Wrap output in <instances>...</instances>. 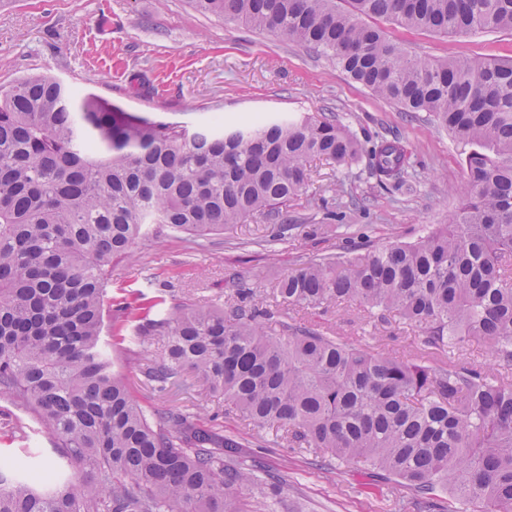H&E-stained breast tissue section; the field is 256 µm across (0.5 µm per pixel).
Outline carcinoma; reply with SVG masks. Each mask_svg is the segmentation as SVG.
I'll return each instance as SVG.
<instances>
[{
	"instance_id": "1",
	"label": "carcinoma",
	"mask_w": 512,
	"mask_h": 512,
	"mask_svg": "<svg viewBox=\"0 0 512 512\" xmlns=\"http://www.w3.org/2000/svg\"><path fill=\"white\" fill-rule=\"evenodd\" d=\"M226 22L300 43L404 112H426L470 146L449 223L412 241L299 258L274 289L284 309L354 305L418 329L429 365L278 319L251 292L221 309L159 300L102 340L112 262L156 224L205 239L283 216L303 162L363 151L336 116H255L195 130L131 112L48 76L0 86V396L34 412L72 466L47 477L0 460V512H251L224 462L240 444L179 409L148 412L112 372L137 323L165 350L144 370L164 389L188 374L259 430L318 465L351 462L392 483L399 512H512V57L425 60L366 22L464 37L512 31V0H191ZM381 183H404L406 147L368 151ZM483 340L500 370L464 357ZM448 500H440V494Z\"/></svg>"
}]
</instances>
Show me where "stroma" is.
<instances>
[{
	"label": "stroma",
	"instance_id": "1",
	"mask_svg": "<svg viewBox=\"0 0 512 512\" xmlns=\"http://www.w3.org/2000/svg\"><path fill=\"white\" fill-rule=\"evenodd\" d=\"M381 27L429 60L512 55L511 31L450 37L407 34L387 21ZM32 74L63 79L130 111L188 126L216 112L229 122L253 112H331L364 145L398 138L414 161L412 185L398 187L381 185L364 154L346 166L308 159V181L288 204L294 229L282 241H269V223L259 216L199 241L150 229L134 246L135 261L112 264L105 305L113 311L138 307L146 296L164 299L169 307L221 305L239 288L253 289L254 302L270 307L278 278L299 256L339 249L336 237L309 234V225L339 214L352 234L367 233L373 246L382 247L416 240L432 225L448 223L462 201L467 149L428 113L400 111L332 61L285 38L202 15L188 0H0V86ZM294 317L356 344L422 356L433 365L442 361L425 353L417 330L395 318L381 322L335 304L299 310ZM163 347L159 337L143 345L128 336L113 352L115 373L146 410L207 405V425L238 442L228 460L266 483L270 512H390L379 497L380 481L352 464L336 466L331 474L311 465L308 455L288 448L274 432L246 425L204 387L182 381L162 392L151 389L142 370ZM52 448L35 414L0 398L1 456L69 471Z\"/></svg>",
	"mask_w": 512,
	"mask_h": 512
}]
</instances>
